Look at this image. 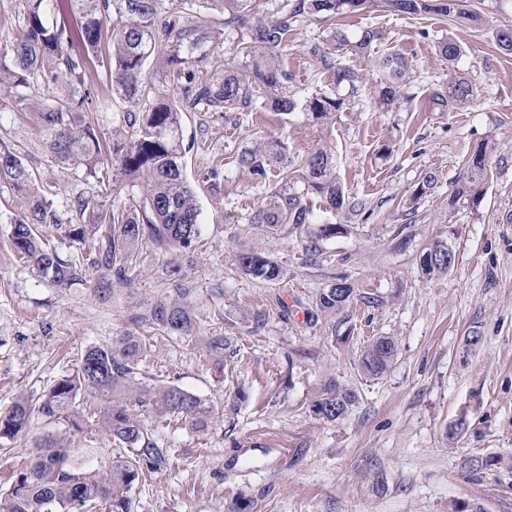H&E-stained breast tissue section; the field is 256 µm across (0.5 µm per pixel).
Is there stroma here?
I'll list each match as a JSON object with an SVG mask.
<instances>
[{
	"label": "stroma",
	"mask_w": 512,
	"mask_h": 512,
	"mask_svg": "<svg viewBox=\"0 0 512 512\" xmlns=\"http://www.w3.org/2000/svg\"><path fill=\"white\" fill-rule=\"evenodd\" d=\"M467 7L482 24L377 11L296 30L283 61L302 92L334 88L330 73L312 64V43L337 30L351 38L368 27L381 32L369 53L346 55L365 80L330 131L300 112L182 113L183 170L201 211L197 239L186 252L139 244L127 284L109 296L89 285L56 287L16 257L7 240L20 210L1 182L0 412L20 396L38 403L87 348L138 336L151 348L142 382L178 385L205 401L212 418L197 429L142 413L168 467L133 490L132 512H456L466 505L512 512V468L473 480L458 467L470 454L512 458V54L493 35L512 28V0H467ZM448 36L463 50L453 69L436 50ZM391 51L411 65L394 111L379 100L376 67ZM455 74L477 87L478 99L455 112L435 110L430 94ZM87 77L93 94L82 118L111 137L126 105L112 99L97 60ZM271 134L285 138L295 160L329 141L341 185L366 205L362 216L334 215L315 202L318 216L342 227L318 251L308 250L305 236L273 237L253 223L262 193L247 171L227 162L223 193L203 187L213 160ZM488 141L495 150L480 203L449 207L466 161ZM0 142L57 205L94 192L93 180L52 160L36 121L11 97L0 99ZM429 175L432 190L414 199ZM438 239L456 262L428 275L420 257ZM241 250L276 260L281 280L245 275L234 260ZM174 263L181 266L175 278ZM339 278L353 285V299L336 315L321 313L317 296ZM367 295L373 304L364 303ZM162 302L187 305L188 332L152 321ZM474 333L480 344L465 350ZM217 334L231 340L220 368L206 349ZM378 336L392 337L396 353L373 378L360 358ZM331 379L356 399L343 418L327 422L311 406ZM58 430L36 416L27 434L0 438V497L34 457L36 440Z\"/></svg>",
	"instance_id": "stroma-1"
}]
</instances>
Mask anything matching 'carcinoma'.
Returning a JSON list of instances; mask_svg holds the SVG:
<instances>
[{"label": "carcinoma", "instance_id": "obj_1", "mask_svg": "<svg viewBox=\"0 0 512 512\" xmlns=\"http://www.w3.org/2000/svg\"><path fill=\"white\" fill-rule=\"evenodd\" d=\"M258 0H23L25 28L10 46L0 48V97L13 96L21 111L36 118L47 152L64 168H81L105 195L120 178L145 176L144 195L131 197L122 206L108 208L96 196L78 197L72 204L82 224L65 221L53 199L39 190L36 175L8 148L0 149V179L7 180L21 202V214L12 222L9 240L21 259L48 276L57 286L88 284L81 261L64 260L41 235L40 227L65 229L75 241H92L94 267L101 271L102 290L109 292L128 281L133 250L143 241L159 248H189L196 241L200 211L196 190L183 174L180 116L186 112H252L262 106L288 115L302 112L318 126L336 123V113L359 93L363 75L344 62L347 53L365 54L378 41L375 29L349 40L334 31L310 48L318 68L334 76L336 93L311 92L302 97L294 90L295 78L283 64V52L292 32L304 24L349 13L394 10L411 15L433 14L464 21H480L464 0H284L276 12L262 17ZM208 10L224 13V29L241 28L245 38L238 56L212 62L222 32L214 29ZM69 13L78 18L72 31L50 22L54 15ZM112 44L102 66L109 74L112 98L127 105L119 122L127 130L103 141L97 129L79 119L90 91L86 62L65 50L64 43L79 40L96 52L103 33ZM439 53L453 69L461 55L460 45L447 38ZM210 67V76H197ZM384 74L380 100L401 106L400 87L409 74L408 61L391 53L379 61ZM178 90L175 96L154 93L156 72ZM53 86L52 98L33 101L43 86ZM478 91L467 79L454 78L448 89L432 95L442 111L474 103ZM495 145L478 146L466 164L461 183L448 199L454 206L465 199L479 203L489 178L488 159ZM287 145L279 137L242 148L233 162L269 191L252 217V223L270 235L295 232L310 224L311 239L322 241L342 230L315 217L312 204L319 198L325 210L355 213L359 203L343 191L333 154L327 142L312 148L300 160H288ZM224 164L212 165L203 177L204 187L219 194L224 190ZM236 262L244 274L266 283L283 277L277 261L253 251H240ZM354 288L346 280L323 289L316 299L320 312L334 314L350 301ZM153 321L173 332L191 327L189 310L180 304L160 303ZM206 348L216 360L224 359L229 342L212 336ZM396 352L389 336L375 338L364 350L360 366L373 376L384 374ZM148 349L137 336H123L117 346H92L71 374L60 376L38 404L19 399L0 414V437L12 438L27 431L32 413L64 426L62 433L43 439L41 451L19 472L0 501V512H75L80 500L90 508L131 512V492L149 474L167 469L163 449L145 431L140 412L185 418L205 428L211 410L196 395L170 384L159 388L139 382L140 367ZM91 392L108 399L98 425L127 448L130 455L101 457L99 448H74L72 437L84 432L81 395ZM355 394L336 380L325 382L312 412L325 421L342 418ZM506 461L497 456L473 454L463 458L461 469L471 476L489 471Z\"/></svg>", "mask_w": 512, "mask_h": 512}]
</instances>
